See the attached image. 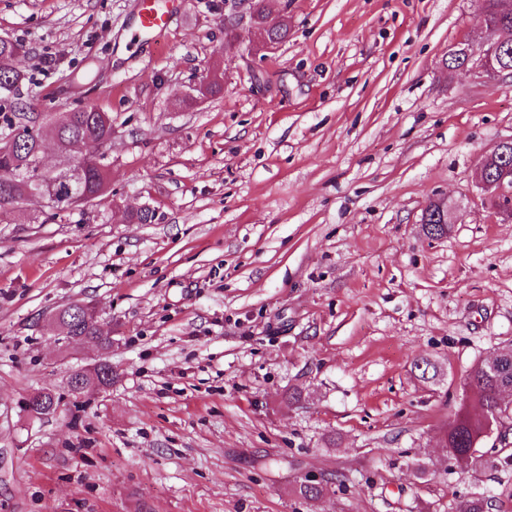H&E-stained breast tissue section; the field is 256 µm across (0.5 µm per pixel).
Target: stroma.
Masks as SVG:
<instances>
[{"instance_id": "1", "label": "stroma", "mask_w": 512, "mask_h": 512, "mask_svg": "<svg viewBox=\"0 0 512 512\" xmlns=\"http://www.w3.org/2000/svg\"><path fill=\"white\" fill-rule=\"evenodd\" d=\"M224 2L169 0L137 51L136 0H0L25 46L0 137L17 112L112 118L106 193L0 209V512H512V446L465 472L442 446L471 366L512 347V222L477 184L512 85L446 67L483 0H266L270 51L247 21L225 40ZM74 302L111 350L48 326ZM103 357L111 387L70 394Z\"/></svg>"}]
</instances>
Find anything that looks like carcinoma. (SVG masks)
<instances>
[{
	"instance_id": "carcinoma-1",
	"label": "carcinoma",
	"mask_w": 512,
	"mask_h": 512,
	"mask_svg": "<svg viewBox=\"0 0 512 512\" xmlns=\"http://www.w3.org/2000/svg\"><path fill=\"white\" fill-rule=\"evenodd\" d=\"M264 0H253L252 19L256 27L264 32L272 43L279 44L288 38V23L284 20L271 22L265 12ZM485 22L487 30L506 42L512 62V11L501 7V0H485ZM23 50L18 41L0 40V94L12 92L21 80L13 66L15 52ZM14 126L12 133L0 139V208L27 199L41 197L45 187L55 178L52 171H38L31 167L36 141L29 137L26 116L14 114L10 120ZM55 137L60 153L68 157L76 142L95 146L112 133V118L93 106L86 110L75 109L64 113L55 123ZM75 192L62 205H50V210L75 208L92 202L103 195L108 185V164L106 157L91 154L73 180ZM65 318L68 335L76 340L95 342L106 349L111 341L100 336L95 312L90 307L68 305L61 309ZM500 380L488 361L483 360L472 367L462 386L463 396L475 402L480 412L472 414L460 410L448 424V459L461 471L476 464H493V454H475L484 437L495 426L497 416L509 408L508 402L499 399ZM327 490V485L306 480L300 483L298 491L306 499L315 500Z\"/></svg>"
}]
</instances>
